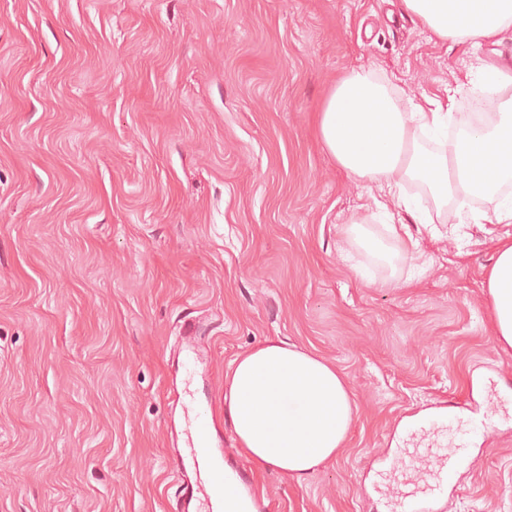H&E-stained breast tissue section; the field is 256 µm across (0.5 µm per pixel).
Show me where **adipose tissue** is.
I'll list each match as a JSON object with an SVG mask.
<instances>
[{"instance_id": "obj_1", "label": "adipose tissue", "mask_w": 512, "mask_h": 512, "mask_svg": "<svg viewBox=\"0 0 512 512\" xmlns=\"http://www.w3.org/2000/svg\"><path fill=\"white\" fill-rule=\"evenodd\" d=\"M403 9L442 42L500 44L512 31V0H401ZM495 89L491 121L462 125L449 135V103L425 95L404 111L391 80L358 67L340 76L316 116L321 146L347 177L368 192L379 214L414 215L416 223L457 224L473 200L493 202L476 223L512 224V61L481 62ZM438 140L426 148L420 135ZM412 180L435 204L434 216L415 215L399 188ZM493 334L512 349V233L497 237L483 282ZM224 412L239 448L260 470L303 479L341 453L353 418L346 377L295 344L267 340L241 354L224 375Z\"/></svg>"}]
</instances>
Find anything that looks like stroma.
Instances as JSON below:
<instances>
[{"instance_id": "35a3bbf8", "label": "stroma", "mask_w": 512, "mask_h": 512, "mask_svg": "<svg viewBox=\"0 0 512 512\" xmlns=\"http://www.w3.org/2000/svg\"><path fill=\"white\" fill-rule=\"evenodd\" d=\"M497 51L512 33L436 43L400 0H0V512H178L194 400L269 512H393L414 436L466 442L439 512H512V350L483 288L506 225L420 230L392 267L349 250L366 190L314 121L359 65L463 116ZM269 339L357 407L300 481L224 415Z\"/></svg>"}]
</instances>
